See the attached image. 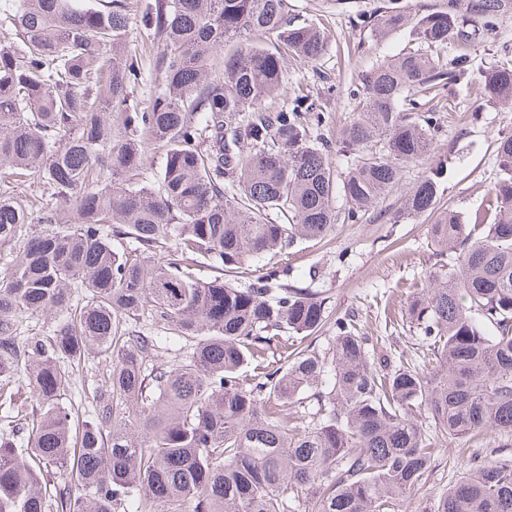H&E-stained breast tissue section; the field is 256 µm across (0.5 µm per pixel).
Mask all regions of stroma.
Masks as SVG:
<instances>
[{"instance_id": "stroma-1", "label": "stroma", "mask_w": 512, "mask_h": 512, "mask_svg": "<svg viewBox=\"0 0 512 512\" xmlns=\"http://www.w3.org/2000/svg\"><path fill=\"white\" fill-rule=\"evenodd\" d=\"M149 0H129L131 26L127 50L136 57L141 78L139 99H149L157 83L156 58L160 47L142 24ZM297 21L314 24L327 39V50L314 63L289 56L290 79L276 107L291 106L304 93L323 111L326 120L315 135L336 144L343 129L359 115L352 89L358 76L387 57L416 44L407 25L377 38L372 26L362 25L388 7L389 0H290ZM465 70L447 90L426 104L435 114L439 131L430 153L402 164L397 186L375 207L348 219L344 197H336V224L322 241L298 240L278 264L280 283L306 288L324 299L332 317L315 343L326 350L335 334L334 318L353 314L361 334L391 348L403 361L420 364L428 349L409 307L428 286V274L443 263L434 249L429 228L448 211L462 220L474 218L499 178L496 141L512 135V106L488 102L477 90L480 70L512 60V0L488 24H476L467 39H454L439 50ZM446 162L438 205L431 213L398 219L410 188L439 162ZM437 449L425 484L400 506V512H431L433 503L474 463L512 454V438L488 430L471 437L441 435L428 430Z\"/></svg>"}]
</instances>
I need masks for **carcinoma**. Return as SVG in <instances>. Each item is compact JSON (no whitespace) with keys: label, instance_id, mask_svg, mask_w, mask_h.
I'll list each match as a JSON object with an SVG mask.
<instances>
[{"label":"carcinoma","instance_id":"carcinoma-1","mask_svg":"<svg viewBox=\"0 0 512 512\" xmlns=\"http://www.w3.org/2000/svg\"><path fill=\"white\" fill-rule=\"evenodd\" d=\"M501 7L429 13L421 47L360 75V114L341 137L360 157L339 178L329 144L311 143L314 101L268 107L288 82L285 56L315 62L326 50L289 0H152L161 88L146 106L125 53L128 0H0V248L12 252L0 266V405L17 409L0 418V512H399L434 453L419 416L450 436H512V136L498 142L494 220L451 211L431 225L448 264L409 310L431 370L404 365L350 318L327 351L295 348L292 334L317 339L323 300L275 271L224 281L297 238L324 239L336 193L353 218L394 188L436 130L415 96L455 77L434 49L466 37L464 15L476 23ZM371 23L385 35L406 15L391 0ZM258 31L273 46L250 45ZM478 90L512 101V62L481 71ZM150 146L163 158L149 179ZM443 172L414 185L405 213L435 208ZM31 179L41 194L23 199ZM144 313L160 329H136ZM46 314L59 316L51 334L18 339L20 319ZM170 337L185 341L183 357L148 364ZM91 351L106 365L94 414L81 417L61 396ZM309 398L317 411L299 430L288 411ZM116 400L134 411L115 416ZM433 512H512V457L470 468Z\"/></svg>","mask_w":512,"mask_h":512}]
</instances>
